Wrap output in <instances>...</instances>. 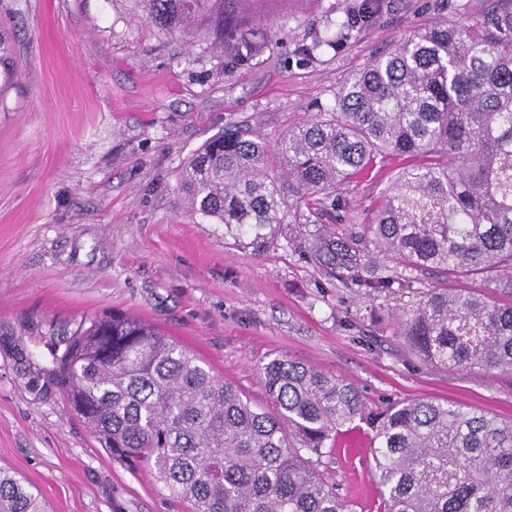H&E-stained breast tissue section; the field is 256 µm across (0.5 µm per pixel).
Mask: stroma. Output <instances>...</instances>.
Segmentation results:
<instances>
[{
    "label": "stroma",
    "mask_w": 512,
    "mask_h": 512,
    "mask_svg": "<svg viewBox=\"0 0 512 512\" xmlns=\"http://www.w3.org/2000/svg\"><path fill=\"white\" fill-rule=\"evenodd\" d=\"M347 0H242L273 22L263 52L233 74L202 37L150 22L143 0H19L0 26L18 77L0 96V337L34 366L64 350L78 327L106 314L145 319L192 350L252 403L258 368L285 355L353 383L370 404L461 403L512 420V374L452 371L420 359L401 318L437 273L376 252L372 223L399 161L337 186L333 209H301L277 244L254 255L188 210L181 168L209 137L242 126L276 143L294 124L331 111L337 92L391 45L456 19L479 0H380L337 50L299 54L328 34ZM330 224L365 252L366 277L391 290L325 274L297 242ZM371 432L356 422L327 442L317 470L356 512H377ZM0 466L32 483L52 512H177L150 472L113 461L61 395L31 392L0 349Z\"/></svg>",
    "instance_id": "obj_1"
}]
</instances>
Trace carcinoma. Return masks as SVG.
I'll use <instances>...</instances> for the list:
<instances>
[{
    "mask_svg": "<svg viewBox=\"0 0 512 512\" xmlns=\"http://www.w3.org/2000/svg\"><path fill=\"white\" fill-rule=\"evenodd\" d=\"M236 0H146L147 16L224 52L232 74L260 54L262 34ZM481 17L426 25L371 61L336 94L332 111L302 121L274 145L239 129L208 139L185 162L188 208L224 226V243L260 255L291 210L387 156L411 163L369 225L375 248L405 267L437 268L512 296V0H481ZM373 0L331 21L336 49L371 18ZM17 78L0 30V94ZM327 273L371 291L364 255L345 234L304 236ZM423 361L512 373V303L469 288H431L402 324ZM33 391L54 382L112 458L148 469L186 512H355L312 457L355 421L372 430L379 512H512V422L424 399L368 407L361 392L278 356L258 368L270 407L205 369L179 341L132 316L92 321L49 367L21 366ZM0 512H45L38 490L0 470Z\"/></svg>",
    "mask_w": 512,
    "mask_h": 512,
    "instance_id": "1",
    "label": "carcinoma"
}]
</instances>
